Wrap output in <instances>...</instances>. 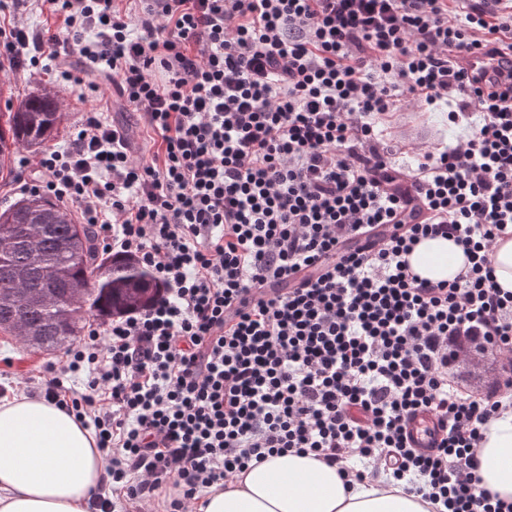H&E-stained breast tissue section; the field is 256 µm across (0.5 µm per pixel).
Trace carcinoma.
<instances>
[{
	"instance_id": "cac0c4a2",
	"label": "carcinoma",
	"mask_w": 512,
	"mask_h": 512,
	"mask_svg": "<svg viewBox=\"0 0 512 512\" xmlns=\"http://www.w3.org/2000/svg\"><path fill=\"white\" fill-rule=\"evenodd\" d=\"M60 119L54 94L44 91L8 112L0 124V174L14 177L6 159L22 147L37 148L52 137ZM0 332L21 321L35 350H53L74 340L85 314L111 318L138 310L160 290L135 260L99 255L87 224L44 197L20 199L0 210Z\"/></svg>"
}]
</instances>
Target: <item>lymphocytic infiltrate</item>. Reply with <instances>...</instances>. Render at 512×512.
<instances>
[{
  "label": "lymphocytic infiltrate",
  "instance_id": "1",
  "mask_svg": "<svg viewBox=\"0 0 512 512\" xmlns=\"http://www.w3.org/2000/svg\"><path fill=\"white\" fill-rule=\"evenodd\" d=\"M30 2L53 27L12 19L0 55L55 61L94 95L105 72L149 137L134 155L87 113L31 186L78 206L101 249L162 290L90 326L38 387L94 429L107 467L92 512H195L206 489L288 451L446 512H512L478 473L489 419L512 409V292L492 261L512 227V72L479 87L455 61L512 52V0ZM405 99L448 106L465 131L406 173L376 146ZM436 236L467 256L454 280L411 269ZM476 340L507 363L480 395L449 378ZM420 411L444 431L428 452L406 432Z\"/></svg>",
  "mask_w": 512,
  "mask_h": 512
}]
</instances>
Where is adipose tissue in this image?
<instances>
[{
  "label": "adipose tissue",
  "instance_id": "obj_1",
  "mask_svg": "<svg viewBox=\"0 0 512 512\" xmlns=\"http://www.w3.org/2000/svg\"><path fill=\"white\" fill-rule=\"evenodd\" d=\"M420 277L453 280L466 266L451 239H421L409 257ZM482 485L512 501V410L493 417L479 453ZM105 462L90 430L55 403L19 395L0 402V512H89ZM198 512H428L420 496L376 482L345 484L314 455L287 452L250 463L211 487Z\"/></svg>",
  "mask_w": 512,
  "mask_h": 512
}]
</instances>
